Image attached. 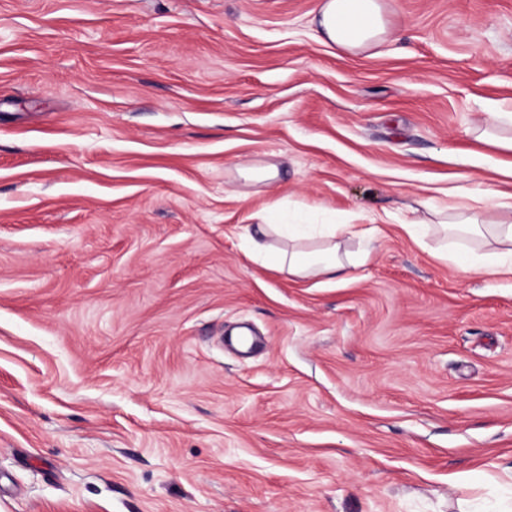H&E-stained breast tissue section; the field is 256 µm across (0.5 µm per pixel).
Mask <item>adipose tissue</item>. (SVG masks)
<instances>
[{"mask_svg": "<svg viewBox=\"0 0 512 512\" xmlns=\"http://www.w3.org/2000/svg\"><path fill=\"white\" fill-rule=\"evenodd\" d=\"M316 20L318 40L342 53H362L386 40L383 0H319ZM501 207L504 218L490 223L478 222L474 205L464 202L428 208V222L463 241V248L452 256L461 270L512 274V202H502ZM279 210V205H272L248 239L255 259L303 278H332L350 265L334 241L335 225L284 223Z\"/></svg>", "mask_w": 512, "mask_h": 512, "instance_id": "ef3b65f1", "label": "adipose tissue"}]
</instances>
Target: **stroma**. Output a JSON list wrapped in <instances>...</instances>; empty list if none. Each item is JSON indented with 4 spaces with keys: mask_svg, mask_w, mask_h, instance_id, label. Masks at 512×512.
Returning <instances> with one entry per match:
<instances>
[{
    "mask_svg": "<svg viewBox=\"0 0 512 512\" xmlns=\"http://www.w3.org/2000/svg\"><path fill=\"white\" fill-rule=\"evenodd\" d=\"M0 0V512H472L512 489V275L411 238L512 112V0ZM276 165L270 183L239 179ZM351 224L341 280L244 234ZM317 38L342 53L358 54L383 44L387 36L384 1L318 0ZM490 114L491 121L486 123L485 126L478 130L475 139L477 141L495 145L501 149H505L512 152V137L508 139H495L490 134V130L502 125L507 124L510 120L512 124V113L511 112H492Z\"/></svg>",
    "mask_w": 512,
    "mask_h": 512,
    "instance_id": "35a3bbf8",
    "label": "stroma"
}]
</instances>
